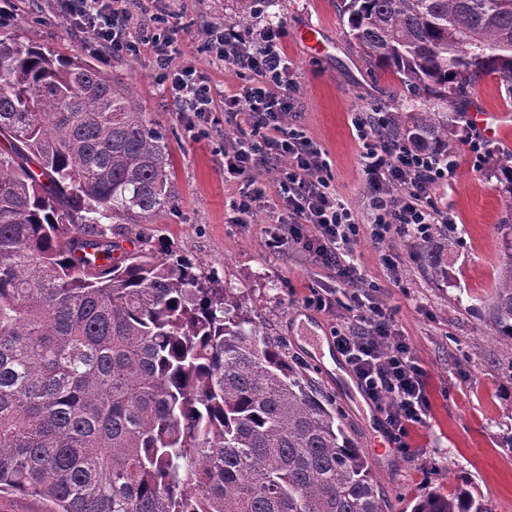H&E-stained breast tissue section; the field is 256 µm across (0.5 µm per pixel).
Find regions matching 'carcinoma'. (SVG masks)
<instances>
[{"label": "carcinoma", "mask_w": 512, "mask_h": 512, "mask_svg": "<svg viewBox=\"0 0 512 512\" xmlns=\"http://www.w3.org/2000/svg\"><path fill=\"white\" fill-rule=\"evenodd\" d=\"M361 57L409 89L387 135L456 148L443 106L512 100V0H340ZM0 495L51 512H386L333 403L236 297L115 225L170 202L162 132L79 59L0 39ZM496 315L512 349V218ZM446 280L440 247L421 244ZM410 512H493L462 484Z\"/></svg>", "instance_id": "obj_1"}]
</instances>
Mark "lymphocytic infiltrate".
Here are the masks:
<instances>
[{
  "instance_id": "lymphocytic-infiltrate-1",
  "label": "lymphocytic infiltrate",
  "mask_w": 512,
  "mask_h": 512,
  "mask_svg": "<svg viewBox=\"0 0 512 512\" xmlns=\"http://www.w3.org/2000/svg\"><path fill=\"white\" fill-rule=\"evenodd\" d=\"M55 2L60 16L85 28L98 50L113 56L139 53L131 31V7L138 0ZM178 33L168 24L152 35L154 67L187 123L205 120L220 106L230 121L249 124L252 137L224 153L225 174L241 182L230 206L241 215L260 207L266 190L256 184L254 174L268 172L288 213L271 239L274 246L289 244L308 252L350 286L359 277L352 256L361 230L378 242L394 234L424 239L433 225L453 223L434 198L456 170L458 154H423L391 142L382 135L381 121L362 115L353 126L362 145L370 213L367 225L359 224L331 188L325 151L303 132L285 127L295 99L282 48L284 24L248 30L215 24L206 29L205 46L213 62L249 80L247 86L220 95L196 66L175 65ZM334 340L365 399L384 415L400 450H407L406 439L412 428L425 423L430 400L425 371L389 316L378 303L358 302L352 321L337 327Z\"/></svg>"
}]
</instances>
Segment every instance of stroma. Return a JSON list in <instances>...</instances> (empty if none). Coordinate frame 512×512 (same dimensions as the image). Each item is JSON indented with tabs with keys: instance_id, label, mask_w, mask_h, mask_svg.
Here are the masks:
<instances>
[{
	"instance_id": "obj_1",
	"label": "stroma",
	"mask_w": 512,
	"mask_h": 512,
	"mask_svg": "<svg viewBox=\"0 0 512 512\" xmlns=\"http://www.w3.org/2000/svg\"><path fill=\"white\" fill-rule=\"evenodd\" d=\"M0 8L7 13L0 21L1 38L80 56L131 88L143 120L165 137L172 202L151 223L120 225L123 248L133 252L147 244L191 260L197 272L235 294L261 331L285 342L289 355L340 408L344 430L362 449L388 512H405L425 491H447L463 479L473 492L490 498L495 512H512V374L507 371L512 351L497 340L500 325L493 309L497 227L512 217V193L504 190L501 173L502 163L512 164V126L505 138L489 140L490 159L483 168L463 160L437 195L438 208L455 218L431 232L433 239L449 241L443 258L450 280L432 279L418 239L394 235L379 243L364 233L354 251L362 278L351 289L308 253L269 245L271 216L281 210L275 190H268L264 206L246 223L233 222L229 202L236 186L224 179L223 152L250 135L248 125L227 123L217 111L210 121L188 128L149 51L135 58L95 52L89 33L62 21L51 0H0ZM162 10L176 14L181 26L178 61L207 72L217 88L243 86L235 72L212 64L201 37L208 22H235L237 0H145L134 14V35L152 34ZM278 20L287 24L282 45L295 82L296 110L288 125L326 150L333 188L358 220L366 221V179L352 121L363 112L390 110L405 88L394 75L364 62L337 0H263L255 25ZM305 27L318 30L316 45L300 44ZM503 87L492 74L449 102L448 115L458 120L457 139L468 133L463 119L469 112L512 113ZM388 256L399 264V275L388 270ZM313 288L334 292V311L302 306ZM354 292L383 306L427 375L431 411L424 425L411 429L405 452L397 451L383 415L364 399L345 361L328 368L313 361L302 344L307 324L332 335L349 317Z\"/></svg>"
}]
</instances>
